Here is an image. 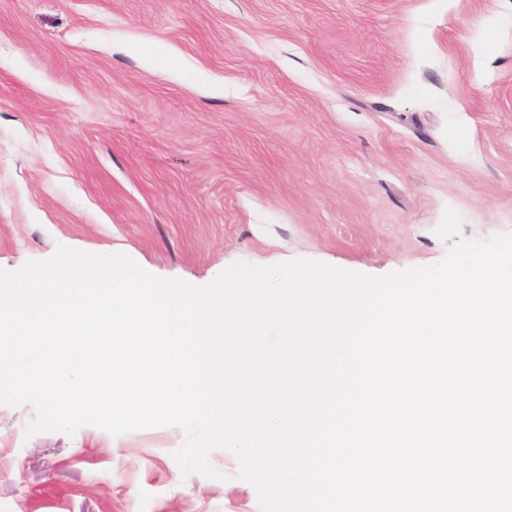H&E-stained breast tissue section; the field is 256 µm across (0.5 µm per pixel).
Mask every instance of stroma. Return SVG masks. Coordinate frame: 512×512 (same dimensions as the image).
Returning a JSON list of instances; mask_svg holds the SVG:
<instances>
[{
  "label": "stroma",
  "mask_w": 512,
  "mask_h": 512,
  "mask_svg": "<svg viewBox=\"0 0 512 512\" xmlns=\"http://www.w3.org/2000/svg\"><path fill=\"white\" fill-rule=\"evenodd\" d=\"M509 232L512 0H0L2 270L384 277ZM34 417L0 404V512H261L226 448L182 473V427Z\"/></svg>",
  "instance_id": "stroma-1"
}]
</instances>
